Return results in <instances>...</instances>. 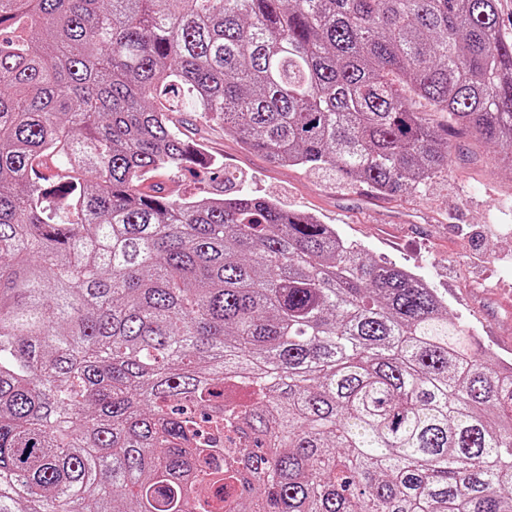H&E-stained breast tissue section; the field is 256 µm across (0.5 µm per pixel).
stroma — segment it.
<instances>
[{"instance_id":"35a3bbf8","label":"stroma","mask_w":512,"mask_h":512,"mask_svg":"<svg viewBox=\"0 0 512 512\" xmlns=\"http://www.w3.org/2000/svg\"><path fill=\"white\" fill-rule=\"evenodd\" d=\"M182 121L214 164L157 172L152 182L185 198L246 190L314 214L369 257L405 267L438 288L449 314L484 349L512 362V158L505 149L449 130L447 174L416 194L384 196L330 172L275 165L197 113H183Z\"/></svg>"}]
</instances>
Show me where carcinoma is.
Segmentation results:
<instances>
[{"label":"carcinoma","mask_w":512,"mask_h":512,"mask_svg":"<svg viewBox=\"0 0 512 512\" xmlns=\"http://www.w3.org/2000/svg\"><path fill=\"white\" fill-rule=\"evenodd\" d=\"M448 115L430 125L416 103ZM205 124L415 194L512 150L497 0H0V512H512V366Z\"/></svg>","instance_id":"obj_1"}]
</instances>
